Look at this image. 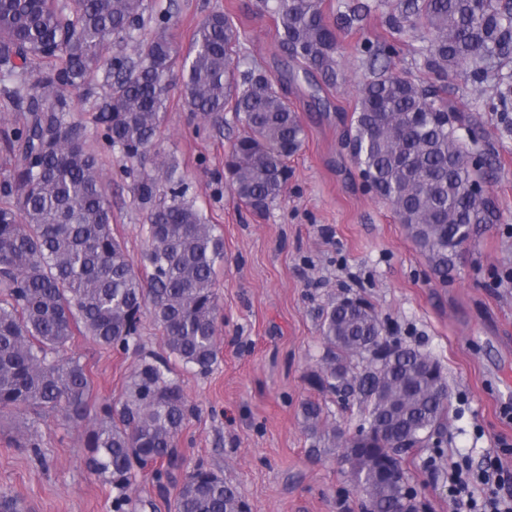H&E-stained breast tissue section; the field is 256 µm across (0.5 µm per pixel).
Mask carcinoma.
<instances>
[{
    "label": "carcinoma",
    "instance_id": "obj_1",
    "mask_svg": "<svg viewBox=\"0 0 512 512\" xmlns=\"http://www.w3.org/2000/svg\"><path fill=\"white\" fill-rule=\"evenodd\" d=\"M272 12L279 46L305 76L327 84L341 71L340 33L365 3L327 20L322 0H261ZM144 0H0V98L15 114L5 134L9 166L0 171V413L53 410L62 421L90 422L84 447L91 474L112 489V512H128L138 473L151 468L159 493L184 466L180 436L193 409L169 377L168 359L139 352L141 316L150 307L169 355L199 374L218 360L221 309L216 268L224 237L187 199L178 163L157 150L166 91L185 78L186 106L201 124L229 110L241 132L224 157L232 190L256 215L288 186V160L305 129L288 91L259 68L238 71L246 34L214 10L196 26L186 50L166 31L139 39ZM392 33L426 32L420 66L443 80L458 67L477 77L512 63V0H397ZM112 53V68L101 62ZM384 58L364 81L346 140L367 191L388 203L436 274L477 224L501 215L485 189L488 159L459 134L470 116L448 105L443 86L395 71L392 42H368ZM106 88L93 123L103 145L154 169L130 167L133 199L145 212L147 247L130 259L112 229L98 141L76 113L72 93ZM490 110L512 112V75L496 84ZM345 299L321 315L325 352L311 384L329 391L362 423L344 436L316 401L302 404L308 428L346 448V482L366 512H419L402 459L429 448L444 456L451 400L440 362L383 335L366 298ZM137 357L122 396L93 402L90 373L78 357L58 358L74 331ZM173 512H248L236 486L202 465L185 470Z\"/></svg>",
    "mask_w": 512,
    "mask_h": 512
}]
</instances>
